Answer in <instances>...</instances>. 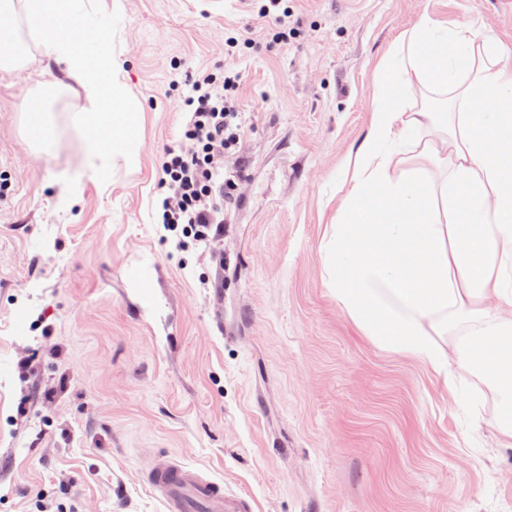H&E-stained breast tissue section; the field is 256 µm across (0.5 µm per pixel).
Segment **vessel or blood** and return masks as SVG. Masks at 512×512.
Returning <instances> with one entry per match:
<instances>
[{"label": "vessel or blood", "mask_w": 512, "mask_h": 512, "mask_svg": "<svg viewBox=\"0 0 512 512\" xmlns=\"http://www.w3.org/2000/svg\"><path fill=\"white\" fill-rule=\"evenodd\" d=\"M146 480L159 493L165 512H252L247 498L165 455L151 465Z\"/></svg>", "instance_id": "vessel-or-blood-1"}]
</instances>
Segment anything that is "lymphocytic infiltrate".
Segmentation results:
<instances>
[{
	"mask_svg": "<svg viewBox=\"0 0 512 512\" xmlns=\"http://www.w3.org/2000/svg\"><path fill=\"white\" fill-rule=\"evenodd\" d=\"M280 5L281 0H268L259 15L270 18V25L256 36H229L227 49L287 44L294 29L288 13L280 12ZM170 84L189 89L182 103L188 114L182 134L190 147L167 149L161 158L162 224L175 237L209 248L224 235V206L231 202L232 187L241 178L238 168L224 163L237 152L245 125L239 107L240 78L231 70L219 74L175 71Z\"/></svg>",
	"mask_w": 512,
	"mask_h": 512,
	"instance_id": "1",
	"label": "lymphocytic infiltrate"
}]
</instances>
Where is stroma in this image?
Here are the masks:
<instances>
[{"label": "stroma", "instance_id": "1", "mask_svg": "<svg viewBox=\"0 0 512 512\" xmlns=\"http://www.w3.org/2000/svg\"><path fill=\"white\" fill-rule=\"evenodd\" d=\"M296 37L224 53L257 29L249 0H81L112 18L139 102L137 160L82 168L60 116L50 153L19 131L40 59L0 78V512H163L161 455L255 512H512V447L486 397L469 429L443 380L374 346L325 284L341 169L366 137L384 59L422 17L512 47V0H283ZM240 71L246 124L224 238L177 245L160 158L180 145L174 67Z\"/></svg>", "mask_w": 512, "mask_h": 512}]
</instances>
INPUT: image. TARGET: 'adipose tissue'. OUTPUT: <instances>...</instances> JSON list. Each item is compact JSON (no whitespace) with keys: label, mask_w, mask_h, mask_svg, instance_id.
I'll return each instance as SVG.
<instances>
[{"label":"adipose tissue","mask_w":512,"mask_h":512,"mask_svg":"<svg viewBox=\"0 0 512 512\" xmlns=\"http://www.w3.org/2000/svg\"><path fill=\"white\" fill-rule=\"evenodd\" d=\"M97 25L56 0H0V77L37 55L65 75L30 87L25 137L41 152L56 103L75 99L73 120L101 179L110 153L103 132L133 143L137 112L111 35L97 36L88 51L72 34ZM403 76L447 95L446 111H398L391 89ZM403 135L425 144L398 159L387 146ZM344 182L350 221L323 245L330 292L373 344L421 361L450 393L472 376V412L482 392L492 393L497 440L512 447V48L429 18L404 33Z\"/></svg>","instance_id":"adipose-tissue-1"}]
</instances>
